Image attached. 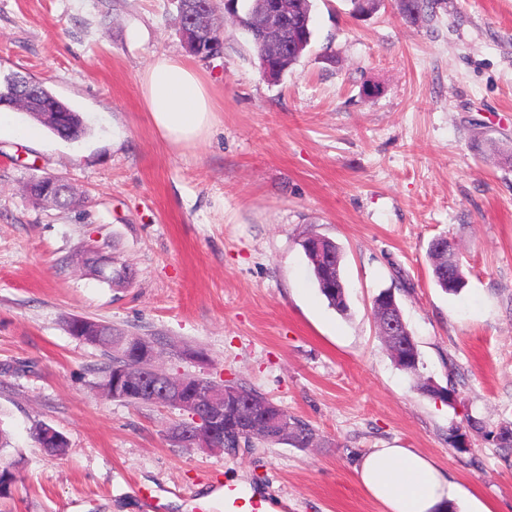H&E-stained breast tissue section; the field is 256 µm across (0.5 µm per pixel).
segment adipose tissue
<instances>
[{"mask_svg":"<svg viewBox=\"0 0 512 512\" xmlns=\"http://www.w3.org/2000/svg\"><path fill=\"white\" fill-rule=\"evenodd\" d=\"M139 89L168 145H190L211 131L217 106L204 75L188 61L156 56L141 73ZM354 471L383 512H491L479 500H465L462 488L431 458L405 448L366 449Z\"/></svg>","mask_w":512,"mask_h":512,"instance_id":"1","label":"adipose tissue"}]
</instances>
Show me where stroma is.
<instances>
[{"label": "stroma", "mask_w": 512, "mask_h": 512, "mask_svg": "<svg viewBox=\"0 0 512 512\" xmlns=\"http://www.w3.org/2000/svg\"><path fill=\"white\" fill-rule=\"evenodd\" d=\"M214 3L224 52L194 63L216 124L173 148L138 78L159 54L187 57L177 0H0V85L40 82L89 126L77 141L0 139V430L21 460L0 512H147L143 488L162 512L205 497L224 512V483L280 512H382L353 466L389 447L512 512V449L465 423H512V0H445L417 22L396 0L361 18L316 0L310 47L275 82ZM47 174L81 206L28 201L26 181ZM316 235L341 248L347 313L314 283L301 242ZM439 236L464 264L456 295L433 281ZM95 247L128 284L88 271ZM385 288L451 400L394 365L372 309ZM72 315L157 338L163 369L251 388L314 443L172 447L182 411L104 397L108 358L69 335ZM41 423L67 455L39 448Z\"/></svg>", "instance_id": "1"}]
</instances>
